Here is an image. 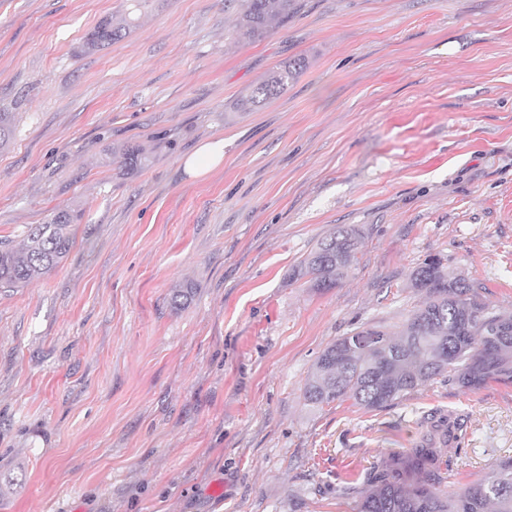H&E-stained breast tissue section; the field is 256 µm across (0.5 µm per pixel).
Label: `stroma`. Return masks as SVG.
Instances as JSON below:
<instances>
[{
  "instance_id": "35a3bbf8",
  "label": "stroma",
  "mask_w": 512,
  "mask_h": 512,
  "mask_svg": "<svg viewBox=\"0 0 512 512\" xmlns=\"http://www.w3.org/2000/svg\"><path fill=\"white\" fill-rule=\"evenodd\" d=\"M232 20L224 0H0V239L80 216L57 270L0 290V512H356L434 413L461 423L449 489L512 456V383L436 380L380 410L302 397L336 338L409 317L428 257L512 313V0H299L236 46ZM297 57L281 95L236 110ZM217 138L223 163L189 175ZM340 225L363 231L343 283L294 280ZM133 23L134 19L129 14L128 18H124L123 22L116 24L113 23L112 17L102 18L86 37L82 45V51L84 53H93L122 40L127 35V32L129 33ZM224 160V141L215 139L204 142L185 159V169L194 176H203Z\"/></svg>"
}]
</instances>
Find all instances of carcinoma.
Returning <instances> with one entry per match:
<instances>
[{
  "mask_svg": "<svg viewBox=\"0 0 512 512\" xmlns=\"http://www.w3.org/2000/svg\"><path fill=\"white\" fill-rule=\"evenodd\" d=\"M236 17L227 39L246 44L263 38L273 24L297 9V0H224ZM134 19L119 23L104 17L86 37L82 51L96 52L125 38ZM306 67L296 58L258 82L237 104L243 112L264 107L296 81ZM15 133V113L0 112V148ZM78 214L57 208L44 224H30L18 247L0 241V288H24L56 270L74 244ZM361 230L343 225L297 266L294 276L313 288H334L356 261ZM421 304L398 331L362 327L340 336L316 358L303 387L307 405L336 401L376 410L438 378L468 390L512 381V314L504 315L476 300L463 278L448 274L431 257L411 273ZM194 294L191 285L170 290L168 303L178 311ZM460 424L440 417L423 429L412 447L375 468L358 501V512H512V457L495 462L477 479L448 492L449 460Z\"/></svg>",
  "mask_w": 512,
  "mask_h": 512,
  "instance_id": "carcinoma-1",
  "label": "carcinoma"
}]
</instances>
